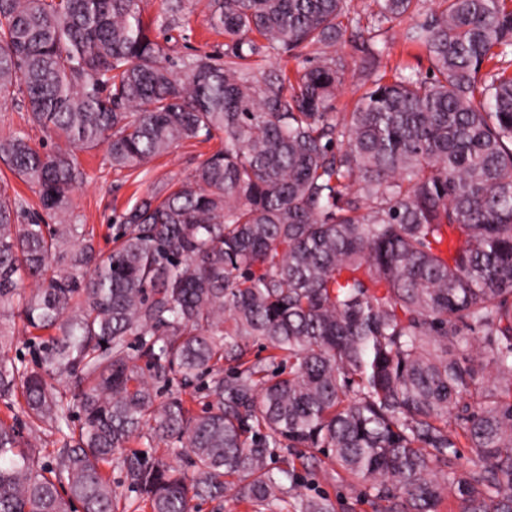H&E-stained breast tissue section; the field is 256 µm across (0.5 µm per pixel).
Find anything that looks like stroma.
Returning a JSON list of instances; mask_svg holds the SVG:
<instances>
[{
  "mask_svg": "<svg viewBox=\"0 0 512 512\" xmlns=\"http://www.w3.org/2000/svg\"><path fill=\"white\" fill-rule=\"evenodd\" d=\"M143 6L171 59L223 52L225 38L210 30L205 0H187L188 23L171 26L163 19L161 0H144ZM13 134L26 136L36 147L54 142L44 129L28 121L23 102L17 100L0 104V136ZM221 146L219 137L202 136L179 144L171 153L136 171L113 169L105 146L78 150L82 176L71 192V219L93 226L99 247H106L110 225L118 223L126 208L155 187L182 180ZM273 465L295 467L299 474L298 493L304 497L327 496L336 512H387L386 501L369 495L357 479L347 476L322 454L304 460L299 452L282 448Z\"/></svg>",
  "mask_w": 512,
  "mask_h": 512,
  "instance_id": "35a3bbf8",
  "label": "stroma"
}]
</instances>
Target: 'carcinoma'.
Here are the masks:
<instances>
[{
  "label": "carcinoma",
  "mask_w": 512,
  "mask_h": 512,
  "mask_svg": "<svg viewBox=\"0 0 512 512\" xmlns=\"http://www.w3.org/2000/svg\"><path fill=\"white\" fill-rule=\"evenodd\" d=\"M141 2L0 0V99L22 94L32 124L107 144L115 170L201 135L224 143L124 212L102 255L69 217L77 157L0 137L59 217L28 218L0 191V317L12 309L39 350L16 363L0 324V400L22 396L28 419L26 437L0 420V512H125L115 463L148 512H223L235 478L274 512L298 486L295 468H269L280 448L330 456L390 512L450 496L512 512V74L498 67L512 0H372L366 15L353 0H207L230 42L179 64ZM165 4L185 19V0ZM392 24L428 75L386 79ZM347 41L366 89L340 112ZM254 340L265 358L250 359ZM195 379L199 413L174 388ZM48 427L61 447L43 467ZM460 435L473 468L456 482ZM131 443L175 445L187 467Z\"/></svg>",
  "instance_id": "obj_1"
}]
</instances>
